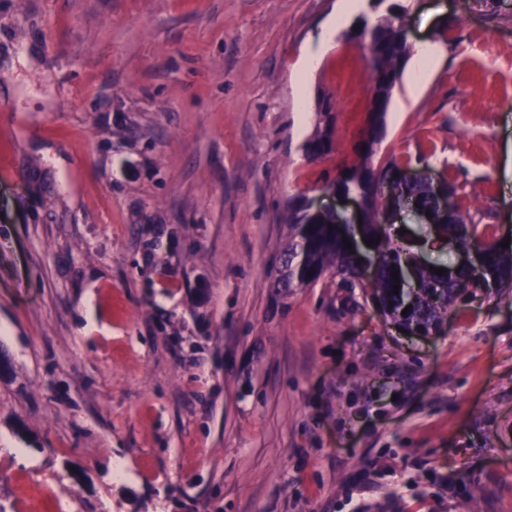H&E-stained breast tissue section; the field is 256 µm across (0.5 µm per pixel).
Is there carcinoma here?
I'll list each match as a JSON object with an SVG mask.
<instances>
[{"mask_svg":"<svg viewBox=\"0 0 512 512\" xmlns=\"http://www.w3.org/2000/svg\"><path fill=\"white\" fill-rule=\"evenodd\" d=\"M398 6L391 5L387 14L374 22L362 20V26L354 29L355 37L366 44L371 62L375 93L370 108L373 141L361 149V161L345 167L332 186L338 190L355 192L367 202L366 223L359 226L376 254L377 264L373 275L365 279L361 270L347 249L344 237L337 231L338 221L326 213L312 211L304 195L293 197L288 202V224L291 237L283 255L280 281L290 287L294 284L307 286L318 281L329 270L343 276L350 285L367 288L380 304L383 314L400 319L413 333L438 332L448 311L464 290L482 288L471 280L463 266L448 268V272L437 275L423 265L416 281L409 288L393 293L395 286L391 272L415 262V241L376 222L377 214L394 199L410 200L423 208L430 206L433 183L455 194V188L442 175H418L411 184L390 182L384 173L399 169L391 160L378 167L373 166L376 149L373 143H382L386 135V114L395 85L398 83L404 62L407 61L411 46L408 44L402 24L395 23ZM332 140L325 132L307 145V154L316 158L329 152ZM437 232L444 238L453 239L465 249L480 242L478 225L467 221L462 206L448 211V218L436 225ZM484 259L488 275L495 287L512 301V250L502 248L494 242H483Z\"/></svg>","mask_w":512,"mask_h":512,"instance_id":"obj_1","label":"carcinoma"}]
</instances>
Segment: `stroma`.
Returning a JSON list of instances; mask_svg holds the SVG:
<instances>
[{"label": "stroma", "mask_w": 512, "mask_h": 512, "mask_svg": "<svg viewBox=\"0 0 512 512\" xmlns=\"http://www.w3.org/2000/svg\"><path fill=\"white\" fill-rule=\"evenodd\" d=\"M374 164L512 236V0H397ZM338 0H0V512H512V304L434 335L326 273L278 282L296 195L359 160L373 80ZM333 104L331 152L306 146ZM365 0H341L339 11L331 16L324 25L315 46L309 48L297 66V76L305 83L317 61L333 46L336 35L347 25L348 19L363 11Z\"/></svg>", "instance_id": "1"}]
</instances>
